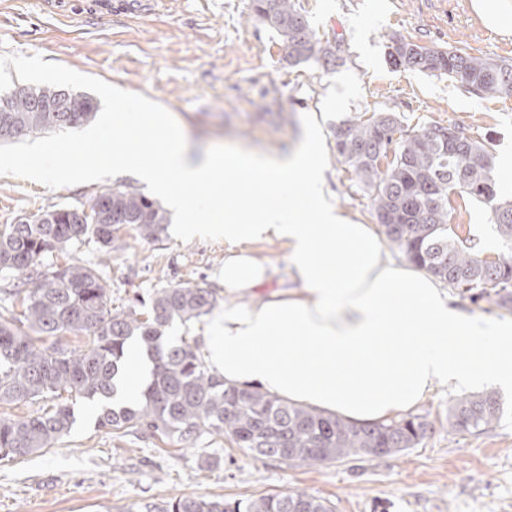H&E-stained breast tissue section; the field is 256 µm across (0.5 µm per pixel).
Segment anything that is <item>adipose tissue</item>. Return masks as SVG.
Listing matches in <instances>:
<instances>
[{
  "mask_svg": "<svg viewBox=\"0 0 512 512\" xmlns=\"http://www.w3.org/2000/svg\"><path fill=\"white\" fill-rule=\"evenodd\" d=\"M122 131L123 148L90 138L92 155L77 167L60 158L57 171L91 181L134 164L180 216L173 232L223 243L226 303L202 351L225 385L358 424L442 387L512 392V321L463 311L425 270L387 256L375 225L332 204L314 131L274 157L193 155L165 114ZM265 242L283 250L293 287L270 288L274 268L254 252Z\"/></svg>",
  "mask_w": 512,
  "mask_h": 512,
  "instance_id": "ef3b65f1",
  "label": "adipose tissue"
}]
</instances>
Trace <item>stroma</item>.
<instances>
[{
    "label": "stroma",
    "mask_w": 512,
    "mask_h": 512,
    "mask_svg": "<svg viewBox=\"0 0 512 512\" xmlns=\"http://www.w3.org/2000/svg\"><path fill=\"white\" fill-rule=\"evenodd\" d=\"M320 39L342 41V66L323 72L288 66L276 35L250 17V0H0V91L15 84L56 85L94 97L86 126L33 133L0 143V225L63 205H77L117 185L138 186L132 170L87 182L51 174L60 154L82 164L86 129L111 140L113 93L167 112L201 154L241 149L261 156L289 150L316 121L327 180L353 220L372 223L370 202L336 157L333 130L376 112L399 116L404 131L457 124L487 142L494 156L512 154V96L487 97L448 77L397 69L387 39L460 49L512 62V35L488 28L471 0H298ZM40 163L41 180L26 176ZM488 205L456 198L460 237L475 235L481 255L503 252ZM63 264L100 266L111 306L149 311L155 292L178 284L223 298L215 274L224 246L163 231L158 240L134 226L116 233L111 254L96 246L54 254ZM441 390L416 411L430 429L417 447L381 458H347L318 466L257 460L227 440L208 447L172 443L150 433L99 427L94 403L72 399L76 422L52 447L22 460H0V512H144L180 496L255 499L303 490L334 512H512V396L501 419L479 435L448 425L457 399ZM217 465L208 467L205 456Z\"/></svg>",
    "instance_id": "obj_1"
}]
</instances>
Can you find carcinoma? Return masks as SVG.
I'll return each instance as SVG.
<instances>
[{
  "label": "carcinoma",
  "mask_w": 512,
  "mask_h": 512,
  "mask_svg": "<svg viewBox=\"0 0 512 512\" xmlns=\"http://www.w3.org/2000/svg\"><path fill=\"white\" fill-rule=\"evenodd\" d=\"M258 21L274 31L281 59L290 66L312 62L336 67L341 45L322 42L296 0H251ZM396 68L446 76L469 92L488 97L512 95V64L482 59L460 50L419 44L393 35L387 45ZM56 108L48 112L42 104ZM96 100L79 98L59 86L28 87L13 94L12 111L0 112V141L91 120ZM346 120L333 131L339 160L368 192L381 232L406 259L430 272L475 303L486 299L512 308V203L498 199L495 162L488 146L459 125L433 123L406 136L399 117L387 113ZM393 152L386 171L378 159ZM457 191L492 206L506 254L481 257L479 242L453 236L448 193ZM169 223L167 212L132 186L97 195L91 214L78 220L67 210L44 212L39 221L23 218L0 231V274L18 282L0 306V404L39 403L60 391L98 399V426L144 429L179 443L203 436L223 437L256 459L307 466L349 457L383 458L415 448L429 423L419 416L390 423L357 425L339 417L289 404L259 388H226L205 364L198 344L166 342L163 329L179 320L206 315L215 297L206 288L177 284L158 290L145 320L137 312L114 311L106 282L92 265L45 263L54 252L94 243L112 252L113 233L136 226L155 241ZM22 305L15 316L12 302ZM136 340L154 362L151 380L134 407H112L126 347ZM500 400L492 392L465 395L448 408V425L478 435L498 423ZM74 409L0 417V459L24 458L68 434ZM158 512H332L324 499L305 491L270 494L243 502L181 496Z\"/></svg>",
  "instance_id": "1"
}]
</instances>
